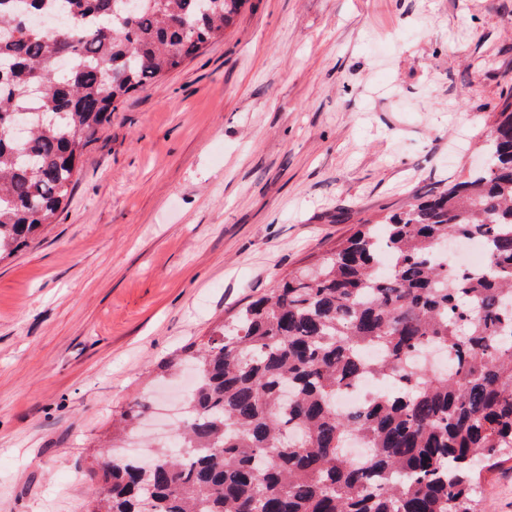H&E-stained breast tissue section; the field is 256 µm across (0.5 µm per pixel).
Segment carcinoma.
<instances>
[{
	"mask_svg": "<svg viewBox=\"0 0 512 512\" xmlns=\"http://www.w3.org/2000/svg\"><path fill=\"white\" fill-rule=\"evenodd\" d=\"M245 3L0 0V259L70 204L112 112L223 37ZM52 6L53 27L29 22ZM485 148L495 169L359 225L159 365L196 374L175 446L145 465L100 453L87 512H479L474 460L512 462V93ZM448 240L480 242L486 263L448 268ZM428 348L448 367L409 365ZM367 376L393 385L337 410ZM148 409L135 398L113 440Z\"/></svg>",
	"mask_w": 512,
	"mask_h": 512,
	"instance_id": "obj_1",
	"label": "carcinoma"
}]
</instances>
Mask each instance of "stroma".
<instances>
[{
  "label": "stroma",
  "instance_id": "35a3bbf8",
  "mask_svg": "<svg viewBox=\"0 0 512 512\" xmlns=\"http://www.w3.org/2000/svg\"><path fill=\"white\" fill-rule=\"evenodd\" d=\"M512 91V0H247L132 94L0 262V512H85L156 366L360 224L465 178ZM481 512H512V470ZM149 409V397L142 395L134 399L132 405L128 406L121 415L119 420V427H116L113 440H121L129 426L133 425L142 415Z\"/></svg>",
  "mask_w": 512,
  "mask_h": 512
}]
</instances>
